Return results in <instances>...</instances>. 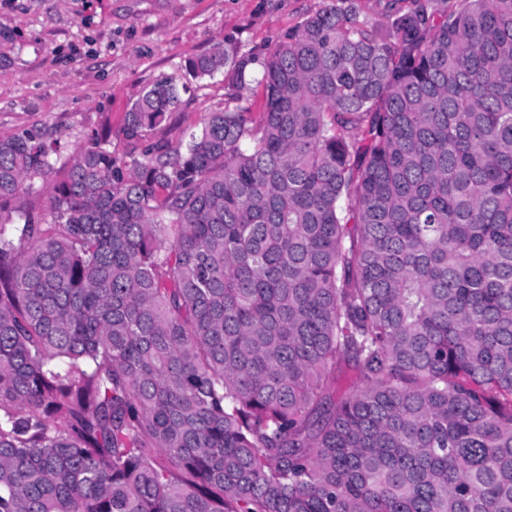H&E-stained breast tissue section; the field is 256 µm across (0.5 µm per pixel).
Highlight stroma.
I'll return each mask as SVG.
<instances>
[{"label": "stroma", "mask_w": 512, "mask_h": 512, "mask_svg": "<svg viewBox=\"0 0 512 512\" xmlns=\"http://www.w3.org/2000/svg\"><path fill=\"white\" fill-rule=\"evenodd\" d=\"M327 0H0V136L33 132L69 158L98 135L128 150L125 114L188 58L227 42L263 55ZM187 81L167 130L220 103L223 75Z\"/></svg>", "instance_id": "1"}]
</instances>
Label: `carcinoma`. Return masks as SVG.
<instances>
[{"label":"carcinoma","mask_w":512,"mask_h":512,"mask_svg":"<svg viewBox=\"0 0 512 512\" xmlns=\"http://www.w3.org/2000/svg\"><path fill=\"white\" fill-rule=\"evenodd\" d=\"M186 73L176 144L173 77L122 158L0 136V512H512V0Z\"/></svg>","instance_id":"cac0c4a2"}]
</instances>
